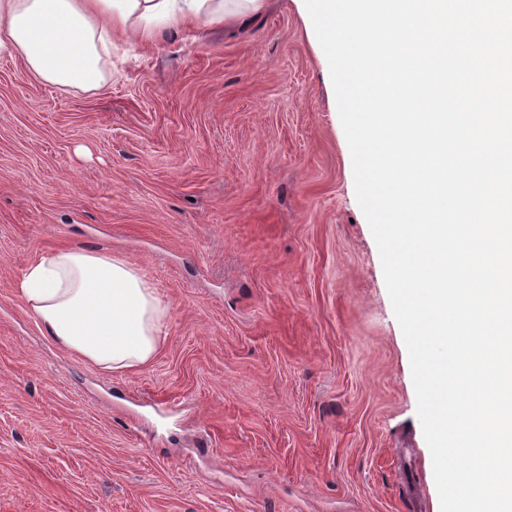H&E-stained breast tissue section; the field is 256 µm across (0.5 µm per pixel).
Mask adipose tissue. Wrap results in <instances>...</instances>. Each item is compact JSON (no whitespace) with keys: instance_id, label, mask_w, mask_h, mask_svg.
Segmentation results:
<instances>
[{"instance_id":"adipose-tissue-1","label":"adipose tissue","mask_w":512,"mask_h":512,"mask_svg":"<svg viewBox=\"0 0 512 512\" xmlns=\"http://www.w3.org/2000/svg\"><path fill=\"white\" fill-rule=\"evenodd\" d=\"M263 0H0V55L61 88L97 90L113 40L151 41L199 21L216 25ZM17 293L61 349L101 369L150 363L162 349L168 304L135 264L109 252L49 251Z\"/></svg>"}]
</instances>
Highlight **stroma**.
<instances>
[{
  "instance_id": "35a3bbf8",
  "label": "stroma",
  "mask_w": 512,
  "mask_h": 512,
  "mask_svg": "<svg viewBox=\"0 0 512 512\" xmlns=\"http://www.w3.org/2000/svg\"><path fill=\"white\" fill-rule=\"evenodd\" d=\"M137 265L154 360L106 371L16 284ZM440 512L409 351L308 12L118 45L98 90L0 56V512Z\"/></svg>"
}]
</instances>
